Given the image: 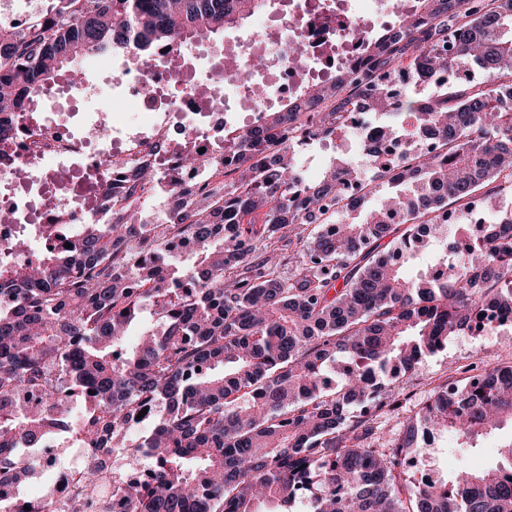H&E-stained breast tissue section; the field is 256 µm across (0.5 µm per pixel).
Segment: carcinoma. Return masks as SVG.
I'll return each mask as SVG.
<instances>
[{"label": "carcinoma", "mask_w": 512, "mask_h": 512, "mask_svg": "<svg viewBox=\"0 0 512 512\" xmlns=\"http://www.w3.org/2000/svg\"><path fill=\"white\" fill-rule=\"evenodd\" d=\"M273 0H43L22 31L0 29V132L33 96L96 51H136L151 60L158 43H190L235 28ZM412 0L396 31L374 36L354 27L359 60L303 84L288 108L224 142V173L234 178L204 208L144 224L127 208L110 224H86L72 247L37 263L19 253L0 262V489L30 467L17 454L45 446L36 411L10 418L29 389L52 401L57 426L77 423L95 452L138 432L121 450L148 476L112 490L89 466L82 493L95 512L109 496L126 512H512V440L500 459L472 471L416 481L408 477L419 437L451 434L459 448L512 424V364L433 390L416 419L386 442L374 427H346L350 407L370 421L383 379L411 373L448 337L472 331L484 311L512 310V204L482 225L467 254L436 215L450 206L466 217L486 184L512 191V80L479 90L450 81L426 102L419 87L474 65L487 79L512 73V0ZM376 112L400 145L383 200L364 192L341 204L355 180L346 159L305 181L287 135L329 139L326 118ZM418 115L417 135L439 149L412 153L400 113ZM305 187L293 195L299 182ZM405 225L386 254L370 246ZM304 225L315 230L295 261L280 243ZM260 245H254L255 236ZM447 273L408 268L427 248ZM160 315L129 328L146 307ZM90 391L97 408L75 415L70 393ZM154 420L138 424L145 408ZM50 494L0 501V512H50Z\"/></svg>", "instance_id": "carcinoma-1"}]
</instances>
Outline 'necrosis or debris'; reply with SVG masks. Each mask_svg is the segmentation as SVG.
<instances>
[{
	"instance_id": "4bbe7bcc",
	"label": "necrosis or debris",
	"mask_w": 512,
	"mask_h": 512,
	"mask_svg": "<svg viewBox=\"0 0 512 512\" xmlns=\"http://www.w3.org/2000/svg\"><path fill=\"white\" fill-rule=\"evenodd\" d=\"M330 10H315L310 0H282V22L261 23L236 43L233 60L213 63L211 43L199 39L187 45L156 47L150 64L133 54L112 63L106 53L88 57V64L108 65V78L80 88L63 83L39 92L33 99L37 119L21 118L8 135L0 136V207L9 209L13 221L0 224V247L19 238L31 241L25 258L38 262L49 241H62L64 229L111 221L127 207L138 208L144 221L156 224L161 213L155 204H190V188L218 185L224 169V137L241 126L257 123L260 108L252 99L241 74L243 62L265 53L271 61L269 104L288 101L298 87L316 76H328L354 61L357 52L344 42L345 30L358 21L394 26L410 10V0H334ZM204 62L191 80L180 72L186 59ZM82 99L91 111L83 128H75L70 113L61 109L64 99ZM111 127V140H102L103 127ZM371 143L375 166L386 167L398 157L395 141L382 137L370 122L348 121L334 138L336 147ZM203 149L210 167L184 169V148ZM140 166L158 171L154 183L126 191V179ZM81 173L101 186L98 194L73 189L59 181V172ZM89 453L82 443L60 456L57 442L40 449L34 465L57 475L51 491L58 512H90L80 498L77 483Z\"/></svg>"
}]
</instances>
